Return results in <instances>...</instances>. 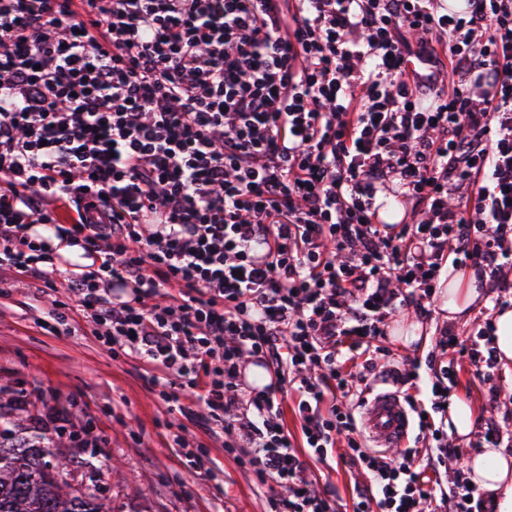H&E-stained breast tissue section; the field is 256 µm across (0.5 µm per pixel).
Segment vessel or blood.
Listing matches in <instances>:
<instances>
[{"label":"vessel or blood","mask_w":512,"mask_h":512,"mask_svg":"<svg viewBox=\"0 0 512 512\" xmlns=\"http://www.w3.org/2000/svg\"><path fill=\"white\" fill-rule=\"evenodd\" d=\"M367 438L376 448H401L408 434L409 413L398 395L376 393L362 413Z\"/></svg>","instance_id":"1"}]
</instances>
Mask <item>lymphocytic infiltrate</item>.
Masks as SVG:
<instances>
[{"label": "lymphocytic infiltrate", "mask_w": 512, "mask_h": 512, "mask_svg": "<svg viewBox=\"0 0 512 512\" xmlns=\"http://www.w3.org/2000/svg\"><path fill=\"white\" fill-rule=\"evenodd\" d=\"M387 192L410 222L378 223ZM446 263L493 305L441 330L418 447L368 452L385 322L428 314ZM2 271L65 292L169 414L286 488L275 512H336L307 461L341 443L352 512H494L434 416L465 361L506 397L512 0H0ZM253 359L276 381L248 394ZM495 314L494 332L492 336V346L495 347L497 360L503 366H512V305ZM497 363V383L503 390L512 391V368L506 372L505 369Z\"/></svg>", "instance_id": "1"}]
</instances>
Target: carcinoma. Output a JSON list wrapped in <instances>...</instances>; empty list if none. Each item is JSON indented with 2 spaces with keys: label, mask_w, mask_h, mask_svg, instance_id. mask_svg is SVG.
<instances>
[{
  "label": "carcinoma",
  "mask_w": 512,
  "mask_h": 512,
  "mask_svg": "<svg viewBox=\"0 0 512 512\" xmlns=\"http://www.w3.org/2000/svg\"><path fill=\"white\" fill-rule=\"evenodd\" d=\"M68 463L38 441L0 443V512H109L95 489L81 498L67 480Z\"/></svg>",
  "instance_id": "carcinoma-1"
}]
</instances>
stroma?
<instances>
[{
	"label": "stroma",
	"instance_id": "obj_1",
	"mask_svg": "<svg viewBox=\"0 0 512 512\" xmlns=\"http://www.w3.org/2000/svg\"><path fill=\"white\" fill-rule=\"evenodd\" d=\"M39 281L6 288L0 295V414L23 421L17 437L36 439L38 418L55 420L56 454L79 461L75 482L97 486L111 512H270L274 490L257 482L223 448L208 443L200 468H190L171 448V417L157 392L140 378V366L99 347L87 319L69 316L58 333L41 326L51 304ZM486 305L477 296L466 313L447 320L439 301L419 318L408 309L385 322L382 344L399 363L425 360L440 330L470 332ZM420 325L421 338L404 344L396 329ZM25 395L24 408L12 400ZM107 460V468L94 464ZM321 483L330 485L337 507L350 503L359 471L338 455L311 463Z\"/></svg>",
	"mask_w": 512,
	"mask_h": 512
}]
</instances>
